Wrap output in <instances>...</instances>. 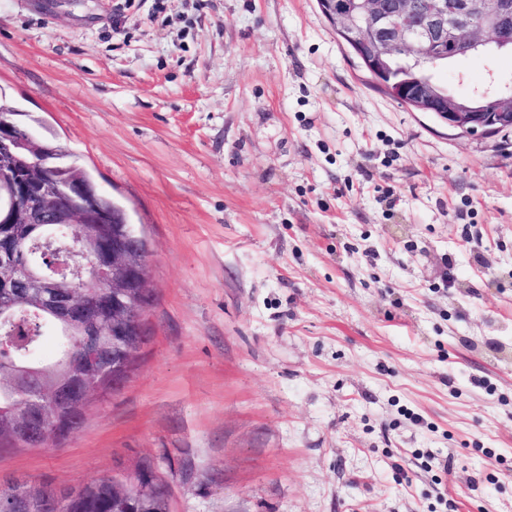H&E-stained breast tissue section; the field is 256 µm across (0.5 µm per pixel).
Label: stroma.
Instances as JSON below:
<instances>
[{"mask_svg": "<svg viewBox=\"0 0 512 512\" xmlns=\"http://www.w3.org/2000/svg\"><path fill=\"white\" fill-rule=\"evenodd\" d=\"M0 92L125 208L154 295L124 385L0 480L148 459L172 512H512V131L394 100L317 0H0Z\"/></svg>", "mask_w": 512, "mask_h": 512, "instance_id": "35a3bbf8", "label": "stroma"}]
</instances>
